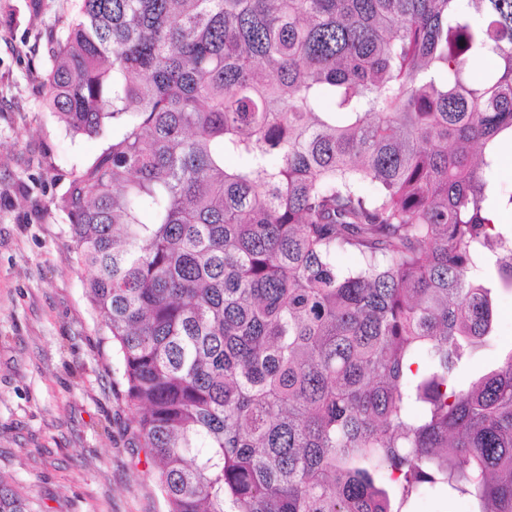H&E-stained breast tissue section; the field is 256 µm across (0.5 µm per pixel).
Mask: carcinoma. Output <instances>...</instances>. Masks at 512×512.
<instances>
[{"label":"carcinoma","instance_id":"carcinoma-1","mask_svg":"<svg viewBox=\"0 0 512 512\" xmlns=\"http://www.w3.org/2000/svg\"><path fill=\"white\" fill-rule=\"evenodd\" d=\"M42 94L168 512H512V0H72ZM497 321L499 324V336L495 340L494 348L480 352L475 358L473 365L469 371L474 373L483 370L490 365L497 353L498 349L504 344L512 343V296H505L499 301L497 309ZM464 509L470 510V504L465 500L448 503L446 497L433 495L426 496L413 507L416 512H459Z\"/></svg>","mask_w":512,"mask_h":512}]
</instances>
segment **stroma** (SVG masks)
<instances>
[{"label": "stroma", "instance_id": "stroma-1", "mask_svg": "<svg viewBox=\"0 0 512 512\" xmlns=\"http://www.w3.org/2000/svg\"><path fill=\"white\" fill-rule=\"evenodd\" d=\"M0 0V476L34 512H167L134 411L54 201L57 169L101 154L43 106L55 20L71 0Z\"/></svg>", "mask_w": 512, "mask_h": 512}]
</instances>
